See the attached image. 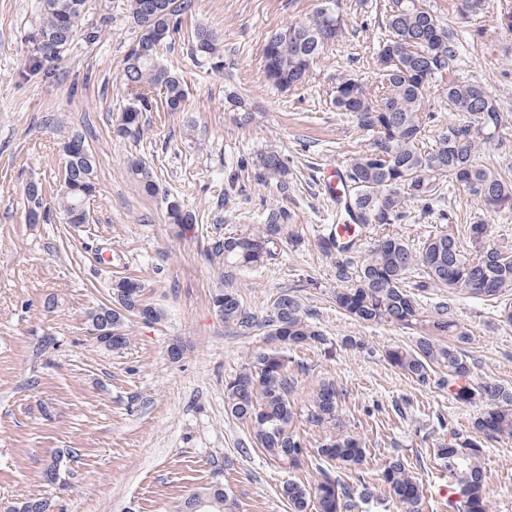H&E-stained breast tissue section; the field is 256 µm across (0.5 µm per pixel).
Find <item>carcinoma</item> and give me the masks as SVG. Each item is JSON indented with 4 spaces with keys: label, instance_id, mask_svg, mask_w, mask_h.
<instances>
[{
    "label": "carcinoma",
    "instance_id": "obj_1",
    "mask_svg": "<svg viewBox=\"0 0 512 512\" xmlns=\"http://www.w3.org/2000/svg\"><path fill=\"white\" fill-rule=\"evenodd\" d=\"M85 4L86 0H41L38 38L42 53L50 55L77 36ZM129 7L135 40L123 68L128 102L115 128L120 138L140 137L143 113L158 103L169 112L184 109V84L161 63V56L172 49L173 36L182 17L195 10V0H130ZM384 23L387 35L374 57L380 77L377 91L346 78L336 85L333 97L336 109L350 115L369 135L368 147L352 157L345 171L344 186L358 226L399 224L406 217L409 201L431 211L449 180L488 209L511 210L512 169L490 168L477 161L482 147L499 136L503 114L489 91L480 96L478 85L455 78L460 41L453 21L443 20L429 0H387ZM344 26L340 0H323L311 22L274 31L263 46L266 79L283 91L306 83L315 60L342 39ZM188 53L199 64L224 68L223 45L207 27L197 28ZM433 85L443 93L448 111L461 113L462 119L448 122L435 143L426 148L423 136L431 115L424 112L425 96ZM63 152L65 174L56 195L57 210L67 224H87L86 203L97 188L96 158L80 134L64 142ZM286 170L284 156L268 151L258 158L255 175ZM127 172L141 192L151 197L159 194L157 176L141 158H129ZM44 195L41 184L27 185L28 223L49 220V212L43 209ZM164 202L168 222L180 230L201 223L199 214L179 199L166 194ZM289 221L287 208H273L260 230L224 235L209 249L208 257L224 262L228 283L236 272L273 259L278 248L292 238ZM466 233L467 242L458 225L450 224L428 235L417 248L399 235L383 236L359 267L352 268L347 259L336 262V280L346 287L336 289L332 301L355 321L417 330L412 345L385 350L387 362L422 386L433 384L460 402L483 404L485 411L475 429L496 441L512 438V390L493 380L474 378L468 356L460 348L467 333L449 305L438 307L433 319H425L407 290L409 286L420 292L446 288L450 296L464 290L487 301L512 296V253L506 247L490 252L477 224L470 225ZM213 306L228 327L246 332L258 322L233 288L217 291ZM132 317L157 324L165 313L145 302L139 280L120 277L110 285V300L87 313V327L99 346L117 350L127 344L124 328ZM97 322L112 325L114 334L97 335ZM263 325L269 347L255 352L242 371L225 381L224 410L247 426L253 447L269 460L298 468L309 454L301 435L291 429L295 380L288 374V351L324 344L326 338L307 319L299 300L289 294L276 298ZM338 401L336 384L322 381L305 422L328 430L317 448L320 460L356 467L363 462L365 448L340 417ZM453 440L450 447L437 449V455L448 468L452 494L460 496L454 507L462 512L465 499L488 512L489 492L480 467L483 443L464 432L454 433ZM316 470L318 478L312 484L289 479L281 485L280 495L291 512H347L354 490L371 494L361 476L353 489L329 468L318 465ZM381 481L386 496L404 512H424L422 486L400 458L388 461ZM51 507L47 499L27 498L16 504V512H51ZM180 512H240V505L217 484L184 499Z\"/></svg>",
    "mask_w": 512,
    "mask_h": 512
}]
</instances>
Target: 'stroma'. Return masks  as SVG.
<instances>
[{"mask_svg": "<svg viewBox=\"0 0 512 512\" xmlns=\"http://www.w3.org/2000/svg\"><path fill=\"white\" fill-rule=\"evenodd\" d=\"M385 2L341 0L343 38L305 84L283 92L264 76L265 40L281 26L309 22L320 0H196L174 51L162 57L186 85L185 108L144 113L143 133L131 140L113 133L128 99L123 63L135 36L128 0H87L82 32L52 59L38 49L40 0H0V507L43 497L52 512H177L184 497L220 483L241 512H289L282 483L313 482L315 469L306 461L286 470L246 447V427L225 413L224 382L265 348V330L225 328L212 304L227 284L224 266L207 254L226 233L259 230L268 211L285 204L295 244L229 284L261 319L282 292L294 290L331 340L328 352L319 345L290 352L296 411L309 405L321 381H335L340 414L366 448L362 464L339 468L342 480L377 482L396 455L422 484L425 512H452L448 471L434 450L451 443L453 432L473 431L482 405L458 403L388 364L385 350L410 344L412 334L342 314L330 301L339 286L335 260L318 246L336 221L319 171L348 165L369 142L336 110L333 91L344 77L378 85L372 56L386 37ZM509 9L512 0H488L484 14L457 21L464 49L456 77L484 86L504 115L501 139L479 154L494 166L512 164V31L501 21ZM202 25L223 41V72L198 66L187 53ZM237 94L256 108L243 127L231 105ZM77 132L98 165L89 223H27V184L50 186L43 203L54 207L52 189L65 170L62 145ZM270 150L285 157L286 176L255 179L253 163ZM132 156L203 223L177 234L162 198L143 195L128 177ZM438 207L428 216L408 202L407 220L368 228L362 248L387 233L419 244L441 229L445 212L459 225L486 224V245L512 246V210H484L458 185ZM118 276L139 280L165 318L132 321L128 345L108 351L93 341L86 320L107 302ZM51 295L57 305L49 312L44 302ZM415 298L426 317L452 303L469 334L463 349L475 377L512 387V325L501 322L496 304L442 288ZM347 336L361 338L364 349L346 348ZM46 339L50 347L37 353ZM175 343L183 352L173 360L168 348ZM68 448L73 454L63 468L71 489L61 492L41 473ZM482 463L489 512H512V440L485 441Z\"/></svg>", "mask_w": 512, "mask_h": 512, "instance_id": "1", "label": "stroma"}]
</instances>
